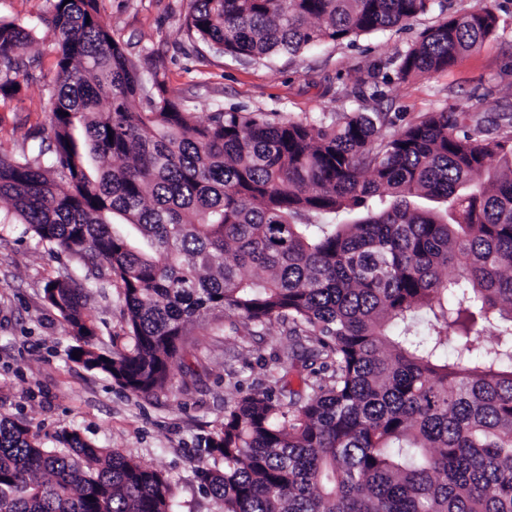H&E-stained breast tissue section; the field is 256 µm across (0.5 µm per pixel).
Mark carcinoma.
<instances>
[{"mask_svg":"<svg viewBox=\"0 0 512 512\" xmlns=\"http://www.w3.org/2000/svg\"><path fill=\"white\" fill-rule=\"evenodd\" d=\"M51 144L0 156V223L91 272L44 285L75 362L149 395L191 327L276 322L288 349L241 393L199 470L224 512H512V113L398 126L351 109L200 120L129 57L98 0H49ZM442 0H190L188 35L255 61L408 26ZM457 11L351 95L439 72L495 35ZM32 29L0 17V97ZM117 279L127 342L97 347L89 291ZM425 312L427 334L416 327ZM297 375L300 388L291 385ZM46 448L0 418V512H173L162 472L76 429ZM224 462V470L209 467Z\"/></svg>","mask_w":512,"mask_h":512,"instance_id":"cac0c4a2","label":"carcinoma"}]
</instances>
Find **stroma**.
Returning <instances> with one entry per match:
<instances>
[{"label":"stroma","mask_w":512,"mask_h":512,"mask_svg":"<svg viewBox=\"0 0 512 512\" xmlns=\"http://www.w3.org/2000/svg\"><path fill=\"white\" fill-rule=\"evenodd\" d=\"M401 30L324 44L299 57L245 62L214 53L188 38L183 22L189 0H99L114 37L136 58L161 65L173 91L206 115L215 107L261 113L273 120H329L355 108L344 97L369 67L406 49L443 13L488 5L498 30L482 46L460 56L448 70L394 85L381 100L364 101L399 124L446 109L486 115L512 109V0H446ZM25 67L22 89L0 100V154L30 147L49 136L55 57L43 33L15 48ZM82 279L81 263L39 244L23 224H0V416L26 421L44 444L57 432L78 430L98 447L112 448L162 471L172 485L173 512H224L198 475L202 437L224 419L225 404L241 384L261 387L273 358L288 338L273 323L257 333L227 336L207 323L194 330V346L171 383L149 396L123 389L70 359L74 340L60 314L43 298L47 280ZM121 290L91 292L87 311L97 324L98 347L126 328Z\"/></svg>","instance_id":"1"}]
</instances>
